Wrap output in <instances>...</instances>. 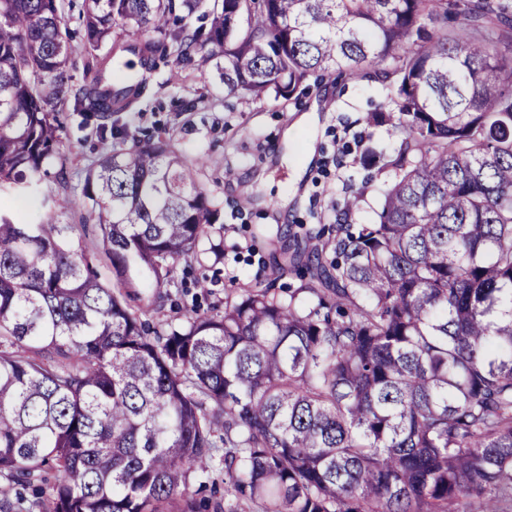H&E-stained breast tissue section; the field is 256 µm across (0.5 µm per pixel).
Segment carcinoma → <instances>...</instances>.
I'll use <instances>...</instances> for the list:
<instances>
[{
	"instance_id": "carcinoma-1",
	"label": "carcinoma",
	"mask_w": 512,
	"mask_h": 512,
	"mask_svg": "<svg viewBox=\"0 0 512 512\" xmlns=\"http://www.w3.org/2000/svg\"><path fill=\"white\" fill-rule=\"evenodd\" d=\"M465 17L448 27L450 11ZM497 0H83L86 81L71 91L60 0H0V512H512V38ZM196 17L192 29L184 20ZM146 28L112 37L116 22ZM163 56L224 90L289 100L311 76L389 84L370 126L405 134L374 224H336L288 297L258 280L221 314L151 327L180 260L217 251L206 159L132 138L86 175L95 251L40 195L59 156L49 111L127 139ZM103 255L112 282L93 262ZM312 296L306 307L296 295ZM224 465L214 505L188 493ZM152 298L147 297V295L141 296V298H135L131 300L130 304L135 309L137 308H143L145 311V315H143V319L148 320V322L151 325H155V323L159 320H175L176 318L180 317V313L178 310L171 307L170 302L167 303L165 306V309L162 313H156L152 308L149 306L150 301ZM175 323L178 322V320L173 321Z\"/></svg>"
}]
</instances>
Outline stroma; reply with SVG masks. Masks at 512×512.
Instances as JSON below:
<instances>
[{"label": "stroma", "instance_id": "1", "mask_svg": "<svg viewBox=\"0 0 512 512\" xmlns=\"http://www.w3.org/2000/svg\"><path fill=\"white\" fill-rule=\"evenodd\" d=\"M153 91L141 111L113 115L114 124L138 136L167 133L186 157L202 154L206 165L199 188L223 204L220 214L224 255L220 260L180 262L173 296L179 307L156 313L149 297L133 299L145 320L179 318L180 307L199 303L223 310L225 297L255 284L257 278L277 288L300 284L294 272H275L272 257L293 247L311 227L336 223L348 214L350 223L377 220L380 199L391 174L364 167L365 147L397 149L403 139L390 127H371L367 113L387 105L389 92L369 77L326 74L299 100L274 96L255 100L225 92L211 66L180 69L160 64L152 75ZM61 125V160L52 161L41 181L43 191L75 199L61 218L74 225L87 249L98 243V223L79 206L87 169L117 147L100 133L96 118H83L72 103L57 107ZM233 179H225V172ZM356 208L346 210L351 193Z\"/></svg>", "mask_w": 512, "mask_h": 512}]
</instances>
